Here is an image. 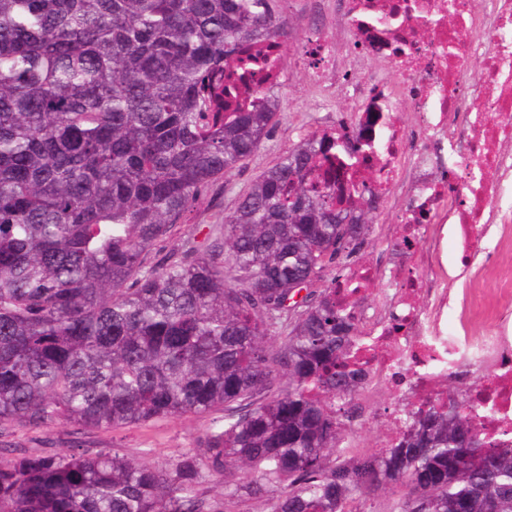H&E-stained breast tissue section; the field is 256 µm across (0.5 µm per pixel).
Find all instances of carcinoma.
I'll use <instances>...</instances> for the list:
<instances>
[{
  "label": "carcinoma",
  "instance_id": "obj_1",
  "mask_svg": "<svg viewBox=\"0 0 512 512\" xmlns=\"http://www.w3.org/2000/svg\"><path fill=\"white\" fill-rule=\"evenodd\" d=\"M277 0H0V425L117 430L211 414L204 456L163 466L72 448L0 457V512H211L224 482L264 512H512V448H488L451 377L397 444L340 446L367 382L334 277L373 208L310 181L331 142L296 145L219 224L145 254L254 154L281 104L245 110L285 35Z\"/></svg>",
  "mask_w": 512,
  "mask_h": 512
}]
</instances>
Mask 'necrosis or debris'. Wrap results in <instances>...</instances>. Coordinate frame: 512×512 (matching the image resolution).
I'll list each match as a JSON object with an SVG mask.
<instances>
[{"label": "necrosis or debris", "mask_w": 512, "mask_h": 512, "mask_svg": "<svg viewBox=\"0 0 512 512\" xmlns=\"http://www.w3.org/2000/svg\"><path fill=\"white\" fill-rule=\"evenodd\" d=\"M337 2L326 30L306 34L300 55L322 96L352 104L361 135L353 157L342 131L329 129L324 168L340 207L361 186L375 201L400 199L395 235L407 244L384 263L352 267L336 298H363L386 280L384 310L360 314L368 328L359 345L375 389L407 401L455 375L478 403L483 437L512 447V283L484 304L481 333L471 323L498 250L512 243V0ZM242 52L262 57L261 92L284 84L281 38ZM475 61L481 76L466 81ZM404 111L414 113V127L401 122ZM449 234L458 245L452 268L441 252Z\"/></svg>", "instance_id": "1"}]
</instances>
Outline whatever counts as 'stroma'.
<instances>
[{
    "instance_id": "obj_1",
    "label": "stroma",
    "mask_w": 512,
    "mask_h": 512,
    "mask_svg": "<svg viewBox=\"0 0 512 512\" xmlns=\"http://www.w3.org/2000/svg\"><path fill=\"white\" fill-rule=\"evenodd\" d=\"M315 9L314 0H289L284 12L288 20L286 41L290 77L278 92L282 110L274 129L241 166L214 182L208 191L198 197L191 212L174 226L170 238L149 252L148 263H157L167 253L179 250L181 244L194 234L197 225L214 223L216 216L233 210L240 195L262 173L273 167L286 151L323 133L324 128L317 120L320 106L306 93L307 72L297 62V54L304 40L297 20L312 14ZM210 423L209 415L188 413L116 431L81 429L60 421L47 423L35 431L9 427L5 430V439L10 447L0 451V456L10 458L19 452H60L78 442L94 450L114 448L129 456L143 455L149 462L161 465L185 450L197 448Z\"/></svg>"
}]
</instances>
